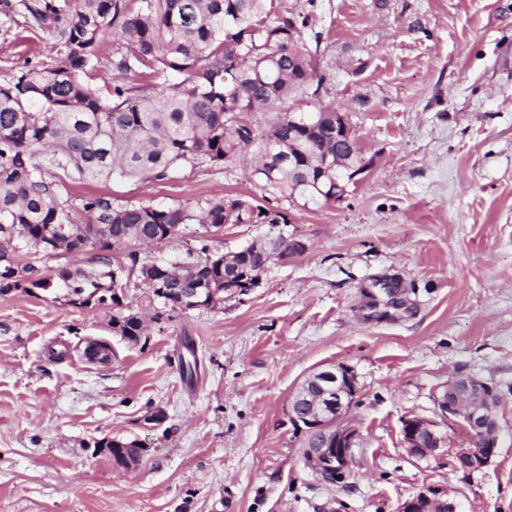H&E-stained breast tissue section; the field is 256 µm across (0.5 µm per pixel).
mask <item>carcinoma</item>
Wrapping results in <instances>:
<instances>
[{
	"label": "carcinoma",
	"instance_id": "obj_1",
	"mask_svg": "<svg viewBox=\"0 0 512 512\" xmlns=\"http://www.w3.org/2000/svg\"><path fill=\"white\" fill-rule=\"evenodd\" d=\"M32 27L58 47L55 63L0 85V260L6 254L42 252L80 255L128 250V265L103 260L99 268L62 267L56 279L26 262L3 265L0 296L30 282L64 292L70 304L112 310L115 335L140 341L141 317L125 303L114 280L136 276L149 290L155 319L183 309V300L224 288V275L240 269L252 283L283 252L255 249L218 253L204 245L178 258L139 261V249L172 239L190 224H286L284 213L239 197L210 199L198 209L184 204H119L91 196L78 222L61 200L54 168L84 181L114 178L164 180L185 165H221L244 157L246 164L271 156L266 170L251 173L261 189L288 198L299 186L307 202L329 204L336 179L318 162L336 155L331 108L311 104V53L301 29L308 17L286 13L269 20L273 0H21ZM118 29L112 68L125 77H147L140 86L113 85L102 96L86 83L100 40ZM173 73L183 75L172 82ZM275 105L280 117L261 134L243 117ZM293 110L297 121L288 120ZM295 165L288 166V156ZM159 266L164 278L148 283L145 271ZM324 439L311 436V468L336 483L351 473L349 440L336 448V468L323 465Z\"/></svg>",
	"mask_w": 512,
	"mask_h": 512
}]
</instances>
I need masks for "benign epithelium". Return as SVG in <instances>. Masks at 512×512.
Wrapping results in <instances>:
<instances>
[{
  "label": "benign epithelium",
  "instance_id": "1",
  "mask_svg": "<svg viewBox=\"0 0 512 512\" xmlns=\"http://www.w3.org/2000/svg\"><path fill=\"white\" fill-rule=\"evenodd\" d=\"M372 159L363 158L359 166L348 159L325 158V173L336 172L346 185L357 187L370 171ZM358 395L357 378L347 365L337 364L310 374L289 401L288 415L296 425L326 437L343 435L355 441L356 431L345 430L342 423ZM504 400L500 387L471 375L460 374L446 382L435 396L437 414L454 417L469 436L468 446L458 448L456 461L469 471H480L491 465L498 455L500 440L499 409ZM403 443L417 457H430L443 447L444 438L438 423L416 417L404 422ZM398 512H462L460 500L444 489L424 486L405 499Z\"/></svg>",
  "mask_w": 512,
  "mask_h": 512
}]
</instances>
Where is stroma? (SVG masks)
Masks as SVG:
<instances>
[{"mask_svg":"<svg viewBox=\"0 0 512 512\" xmlns=\"http://www.w3.org/2000/svg\"><path fill=\"white\" fill-rule=\"evenodd\" d=\"M308 15L302 37L321 82L316 105L345 112L373 159L340 203L298 208L265 197L242 164L185 166L173 179L65 180L81 201L204 205L250 198L288 217L305 245L258 287L152 321L148 291L125 292L147 330L131 344L111 310L39 288L0 296V512H397L421 487L464 512H512V0H275ZM20 0H0V85L54 64ZM268 224H193L141 261L200 244L228 253ZM398 284L395 295L382 281ZM111 349L89 360V343ZM194 352L193 380L180 359ZM350 366L353 474L333 484L305 461L288 403L314 370ZM497 383L501 448L475 472L454 468L468 438L440 421L436 456H411L406 420L435 415L451 377ZM163 411L159 427L144 417ZM136 440L135 470L102 442Z\"/></svg>","mask_w":512,"mask_h":512,"instance_id":"35a3bbf8","label":"stroma"}]
</instances>
